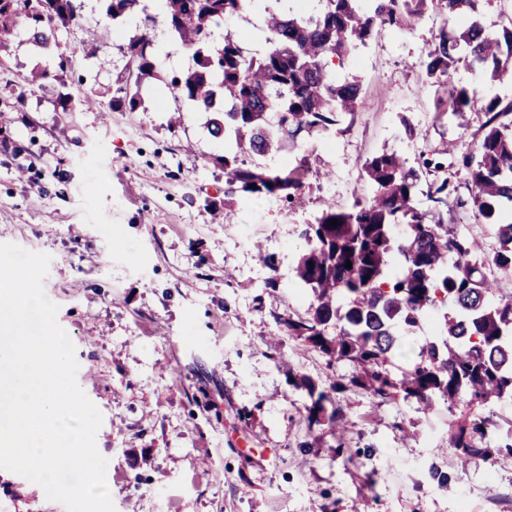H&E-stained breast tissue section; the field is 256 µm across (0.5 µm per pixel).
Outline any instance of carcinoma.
<instances>
[{
  "label": "carcinoma",
  "instance_id": "cac0c4a2",
  "mask_svg": "<svg viewBox=\"0 0 512 512\" xmlns=\"http://www.w3.org/2000/svg\"><path fill=\"white\" fill-rule=\"evenodd\" d=\"M106 14L119 24L137 11H147L146 0H103ZM253 0H166L164 17L174 44L190 53L194 65L171 78L168 89L195 111L214 114L209 132L224 139V196L238 192L256 196L279 195L292 204L299 199L309 173L306 162L281 168H244L238 151L244 146L261 155L298 148L302 134H322L336 125L340 114L354 115L362 94L358 80L339 81L327 68V59L342 57L374 34L402 30L437 10L443 26L438 42L421 62L427 78L443 82L460 56L477 63L490 81L512 84V28L498 35L478 19L484 0H323L314 13L283 16L264 9L269 32L267 48L246 52L241 40L227 31L213 42L221 20L251 9ZM460 15L471 21L457 35L448 22ZM80 18L76 0H0V48H7L19 28L36 47L48 48V33L67 28ZM151 42L140 35L122 47L131 79L120 77L112 109L135 111L141 93L158 76ZM67 59L58 55L57 69L43 68L29 82L43 87L57 82ZM473 97L462 88L443 102L454 112L472 106ZM482 112L487 131L475 151L461 155L470 198H457L476 215L497 224V210L512 203V101L487 100ZM442 168L424 158L419 167H406L394 153L369 159L364 173L374 197L349 211L328 204L301 236L307 249L294 272L308 288L313 303L307 316L283 321L288 335L331 359L354 367L350 383L382 401L399 394L426 405L440 399L453 407L465 396L470 409L485 410L492 403L512 401V296L490 298L492 280L486 264L476 260L475 240L445 222L448 198L457 187L448 179L434 180L426 196L434 208L417 205L420 172ZM332 220L339 225L331 226ZM398 224L409 232L395 235ZM499 246L489 264L500 274L512 273V223L498 224ZM401 271L388 278L394 257ZM352 267H346V263ZM448 305L440 335L428 342L409 369L395 376L389 360L400 346L394 328H415L437 303ZM294 384L312 397L307 408L310 424L323 417L337 422L340 410L327 408V392L315 391L305 378ZM494 443L483 441L489 431ZM450 446L461 463L494 452L512 454V422L503 428L493 415H476L451 429Z\"/></svg>",
  "mask_w": 512,
  "mask_h": 512
}]
</instances>
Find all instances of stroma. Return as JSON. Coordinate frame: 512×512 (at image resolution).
<instances>
[{
    "label": "stroma",
    "instance_id": "stroma-1",
    "mask_svg": "<svg viewBox=\"0 0 512 512\" xmlns=\"http://www.w3.org/2000/svg\"><path fill=\"white\" fill-rule=\"evenodd\" d=\"M78 4L79 23L57 30L48 50L24 34L0 50V243L52 258L43 288L75 347L77 382L103 417L98 446L116 512H512L511 455L457 464L449 429L461 405L381 402L347 385L329 391L344 420L309 424L311 399L293 378L329 390L353 367L281 324L313 301L293 269L308 248L300 232L324 201L345 210L369 200L363 167L384 151L410 166L439 154L443 169L423 182L465 185L458 156L485 133L480 107L492 96L511 100L512 86L462 63L429 83L420 62L438 38V14L373 36L334 61L338 80L362 82L355 117L294 150L238 154L270 168L306 157L301 204L247 193L228 200L216 162L224 142L207 131V113L184 110L161 78L136 111L110 106L126 64L119 47L131 36L151 39L161 77L192 66L163 14L119 26L102 0ZM88 40L94 52H81ZM61 52L70 55V112L56 91L24 82ZM462 87L475 108L438 107ZM87 96L94 109L82 108ZM176 111L183 121L172 129ZM407 122L420 137H406ZM448 221L484 253L497 247L496 225L476 222L471 209L449 202ZM444 315L432 310L407 332L392 372L418 358ZM0 512L65 508L0 471Z\"/></svg>",
    "mask_w": 512,
    "mask_h": 512
}]
</instances>
